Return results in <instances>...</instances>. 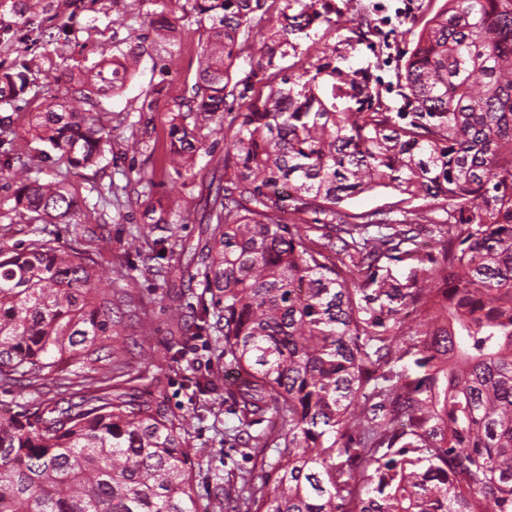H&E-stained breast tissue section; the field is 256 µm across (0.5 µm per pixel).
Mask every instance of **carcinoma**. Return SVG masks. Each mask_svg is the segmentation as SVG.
Returning a JSON list of instances; mask_svg holds the SVG:
<instances>
[{
	"label": "carcinoma",
	"instance_id": "obj_1",
	"mask_svg": "<svg viewBox=\"0 0 512 512\" xmlns=\"http://www.w3.org/2000/svg\"><path fill=\"white\" fill-rule=\"evenodd\" d=\"M160 3L163 43L197 37L191 105L172 113L165 165L190 181L209 138L224 141L213 228L194 254L198 330L234 380L192 387L222 397L240 434L267 423L251 440L277 439L276 456L259 476L210 469L215 492L200 502L191 416L108 384L122 364L112 289L128 275L117 268L102 288L84 253L64 258L44 237L0 242V387L60 388L66 367L105 363L100 386L0 407V512H512V0H445L413 20L391 103L382 77L350 62L380 35L371 3ZM321 28L350 36L313 62ZM136 63L127 52L95 64L78 102L123 89ZM27 82L23 66L1 72L0 102ZM31 129L41 155L71 169L112 144L99 113L73 104L35 113ZM3 172L11 210L75 220L61 183L12 157ZM376 191L399 196L402 218L344 210ZM173 214L149 206L131 246L152 247ZM426 225L439 245L429 256L414 235ZM404 260L416 266L401 279L391 265Z\"/></svg>",
	"mask_w": 512,
	"mask_h": 512
}]
</instances>
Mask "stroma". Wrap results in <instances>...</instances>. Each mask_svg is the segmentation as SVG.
I'll list each match as a JSON object with an SVG mask.
<instances>
[{"label":"stroma","instance_id":"35a3bbf8","mask_svg":"<svg viewBox=\"0 0 512 512\" xmlns=\"http://www.w3.org/2000/svg\"><path fill=\"white\" fill-rule=\"evenodd\" d=\"M378 12L372 16L384 41L353 60L354 66H373L384 80H391L402 48L395 33L406 31L411 21L435 13L442 0H375ZM158 0H53L44 8L41 0H27L26 11L13 9L12 0H0V71L25 64L27 90L7 103H0V116L12 118L16 139L0 140V156L16 144L32 148L33 177L64 182L79 201L77 225L53 224L49 231L62 250L77 248L94 252L105 269L125 267L129 273L128 292L139 305V317L121 314L117 329L118 346L125 363L121 378L125 386L139 395L161 401L175 413H193L189 435L191 448L212 465L222 466L231 459L236 466L252 468L261 460L259 449L242 457L234 442L223 433L238 421L227 405L211 404L200 411L199 401L184 388L187 378H203L223 372L224 361L207 346V336L192 330L174 345L168 326L171 308L183 306L188 325L196 323L197 298L202 287L197 277L198 260L192 248L209 235L205 198L212 167L200 157L191 185L181 187L174 173L163 168V153L169 141L171 111L196 80L197 60L192 43L186 42L166 53L149 21L160 12ZM141 56L139 73L128 80L118 94L93 93L94 111L102 113L112 129V146L96 164L74 170L56 158L38 153L39 141L30 133L34 113L71 98L75 78L81 77L96 62L128 50ZM145 136L149 147L135 154L127 149L131 138ZM151 173V186L138 184V172ZM163 203L175 209L176 217L159 236L185 243L176 251L177 271L172 278L159 276L146 254L129 246L135 227L144 221L148 205ZM95 230L111 242L110 250L98 253L85 234L75 226ZM150 333H142L141 324Z\"/></svg>","mask_w":512,"mask_h":512}]
</instances>
